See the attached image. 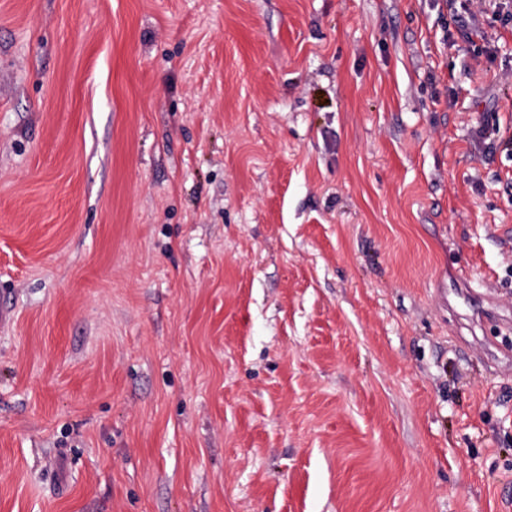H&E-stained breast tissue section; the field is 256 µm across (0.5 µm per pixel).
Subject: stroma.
<instances>
[{
  "instance_id": "1",
  "label": "stroma",
  "mask_w": 512,
  "mask_h": 512,
  "mask_svg": "<svg viewBox=\"0 0 512 512\" xmlns=\"http://www.w3.org/2000/svg\"><path fill=\"white\" fill-rule=\"evenodd\" d=\"M0 297V512H512V24L0 0Z\"/></svg>"
}]
</instances>
